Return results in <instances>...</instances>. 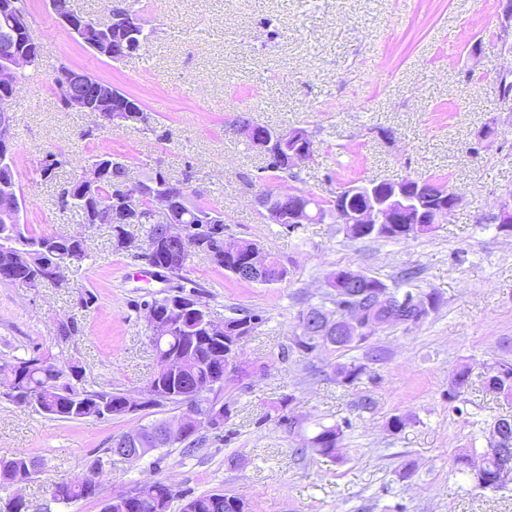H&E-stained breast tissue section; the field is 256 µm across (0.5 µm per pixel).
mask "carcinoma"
<instances>
[{
  "label": "carcinoma",
  "instance_id": "1",
  "mask_svg": "<svg viewBox=\"0 0 512 512\" xmlns=\"http://www.w3.org/2000/svg\"><path fill=\"white\" fill-rule=\"evenodd\" d=\"M127 182V166L118 162L107 176L91 191L98 200L107 207L120 204V199L113 195V187ZM165 192L174 200L173 217L186 227L212 226L219 229L218 238L197 247L206 253L217 267L231 273L234 267L245 260L246 253L259 248L252 241L230 240L236 250H224V224L217 222L216 210L196 202L184 203L183 192L189 189L188 179L168 180L164 182ZM306 203L309 222H322L326 218L330 201L318 199L306 192L302 198ZM57 203L63 210L78 213L83 223H88V205L80 186L69 179L64 181L58 192ZM135 206L138 208L140 231L144 241L156 247L154 260L159 262L169 253V245L163 236V221L155 211V200L150 195H141ZM435 231L430 224H396L385 225L377 233L368 235L370 239L402 240L417 238ZM68 262L70 266H80L88 259L86 243L63 234H33L23 224H11L0 216V272L8 271L14 280L33 287V280L40 277L46 264L53 262V257ZM351 267L339 268V279L333 284L339 294L345 296L342 303L348 304L360 300L358 294L385 283L377 277L368 275L358 284L349 282ZM176 301L185 305L195 306L196 314L171 317L170 329L161 338L149 337L155 352L156 361L172 358L176 361L175 369L152 376L151 380L161 379L160 386L151 396H144L137 402H130L124 392L89 391L78 387L83 378V367L77 361L66 360L60 364L54 362L53 355L43 354L45 363L35 356L20 358L17 356L0 357V396L17 405H33L38 411L52 420H79L84 418L104 419L112 416L136 414L140 411L166 405L182 404L184 396H198L200 410L207 414H215L225 422L232 415L230 403L218 404L219 395L224 392L227 379L224 378V353L235 343L233 331L224 332V336L216 339L208 333L210 307L208 294L195 287L187 290L177 286L174 295L154 298L145 303V308L166 310ZM414 318L412 309L395 307L388 311L376 313L373 319L381 322L380 326H366L360 332L348 333L346 336L325 335L321 332L310 334L294 333L290 339L287 353L299 352L305 355L316 351L332 352L347 351L366 345L379 332L387 328L404 327ZM363 364H339L336 374L344 383L352 384L365 373ZM488 377V390L498 397L512 401V361L501 360L491 368ZM470 371L466 366L458 368L448 385V403H454L462 396L469 385ZM166 421H154L140 428L139 446L154 452L169 447L163 438ZM344 435L343 426L320 424L315 434L304 443L299 452L310 448L324 456L336 454ZM119 446L118 438L112 439V447L104 449L88 464V474L79 481H60L51 488V498L55 502L70 503L81 499H95L99 496L103 477L112 461V449ZM28 457L14 456L12 465L0 467V479L15 481L19 473L25 470ZM481 465L485 482L491 490L499 489L506 484L502 478L505 471L512 472V462L486 452L481 453L479 461L473 456L462 453L456 457L457 470L462 474L471 473V466ZM180 496L185 500L182 512H246L248 504L244 499L231 493H208L193 496L181 493L174 486L162 479L151 485H143L136 489V495L127 496L120 492L108 500L102 512H167L170 501Z\"/></svg>",
  "mask_w": 512,
  "mask_h": 512
}]
</instances>
